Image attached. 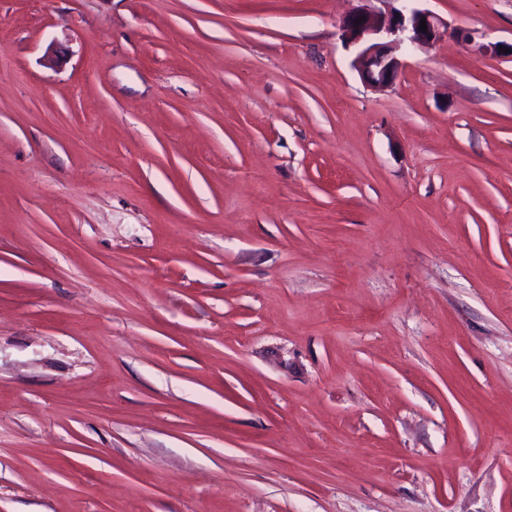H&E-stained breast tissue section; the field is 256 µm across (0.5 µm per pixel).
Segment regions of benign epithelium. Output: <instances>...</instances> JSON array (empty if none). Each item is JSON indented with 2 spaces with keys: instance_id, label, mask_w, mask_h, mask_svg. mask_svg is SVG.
Returning <instances> with one entry per match:
<instances>
[{
  "instance_id": "1",
  "label": "benign epithelium",
  "mask_w": 512,
  "mask_h": 512,
  "mask_svg": "<svg viewBox=\"0 0 512 512\" xmlns=\"http://www.w3.org/2000/svg\"><path fill=\"white\" fill-rule=\"evenodd\" d=\"M383 7L353 8L339 24L342 41L362 46L354 60L362 77L376 87L393 84L400 72V62L393 52L401 47L414 48L437 41L441 36V22L425 10L397 8L392 0H379ZM360 23H355L358 18ZM426 21L427 31L419 30Z\"/></svg>"
}]
</instances>
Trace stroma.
I'll return each instance as SVG.
<instances>
[{
	"label": "stroma",
	"mask_w": 512,
	"mask_h": 512,
	"mask_svg": "<svg viewBox=\"0 0 512 512\" xmlns=\"http://www.w3.org/2000/svg\"><path fill=\"white\" fill-rule=\"evenodd\" d=\"M350 6L0 0V512H512V0ZM357 2L378 1L384 7L369 9L353 8L339 24L342 41L362 46L354 60L362 77L376 87L393 84L400 72V62L393 52L401 47L414 48L434 43L441 36V22L425 10L397 8L392 1L414 0H350ZM364 16L363 22L355 20ZM425 18L427 32L419 30Z\"/></svg>",
	"instance_id": "35a3bbf8"
}]
</instances>
